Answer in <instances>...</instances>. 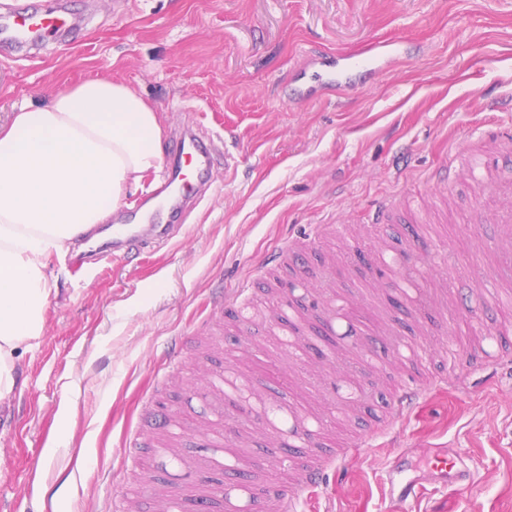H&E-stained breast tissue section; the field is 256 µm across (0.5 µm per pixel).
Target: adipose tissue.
I'll return each instance as SVG.
<instances>
[{
    "label": "adipose tissue",
    "instance_id": "1",
    "mask_svg": "<svg viewBox=\"0 0 512 512\" xmlns=\"http://www.w3.org/2000/svg\"><path fill=\"white\" fill-rule=\"evenodd\" d=\"M161 157L155 110L104 78L21 105L0 125V406L19 388V351L43 334L51 256L104 223Z\"/></svg>",
    "mask_w": 512,
    "mask_h": 512
}]
</instances>
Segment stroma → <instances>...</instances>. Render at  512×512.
I'll return each mask as SVG.
<instances>
[{"label":"stroma","mask_w":512,"mask_h":512,"mask_svg":"<svg viewBox=\"0 0 512 512\" xmlns=\"http://www.w3.org/2000/svg\"><path fill=\"white\" fill-rule=\"evenodd\" d=\"M88 10L87 29L46 46L38 58L0 53V124L24 103L105 78L130 85L156 107L163 147L199 121L223 130L212 147L230 151L235 166L215 170L213 191L168 241L139 244L131 255L113 247L104 223L89 242L98 260L76 269L70 257L51 258L44 336L22 353L21 389L0 411V512H98L127 491L135 492L140 512H156L147 492L152 478L187 487L186 460L205 450L198 428L219 423L221 411L245 407L251 414L238 435L237 469L253 472L258 486L289 480L290 471L257 470L253 462L264 451L268 423L278 425L286 446L295 445L283 409L299 403L318 436L369 442L346 459L343 478L329 489L335 512H512V354L493 339L504 314L477 299L495 241L480 217L494 203L467 185L454 188L446 257L411 250L405 225L373 224L370 213L383 198L416 205L455 149L487 130L512 131V111L492 106L512 99V0H91ZM383 42L404 43L408 58L356 91L302 103L290 98L288 82L310 49L358 57ZM342 213L362 226L365 243L384 244L393 263L413 275L407 301L386 288L377 298L392 330L413 331L425 281L447 274L490 360L468 390L452 383L433 390L415 417L395 423L390 439L372 431L388 412L383 396L402 366L346 337L354 324L350 308L371 270L358 262L332 268L326 254L337 242L311 249L289 268L288 281L297 306L308 291L333 289L338 344L365 367L367 407L343 409L346 370L316 356L323 311L305 318L312 354L304 363L326 379L317 391L301 376L281 384L292 363L254 309L246 311L253 319L247 335L204 332L213 293L241 281L254 280L255 300L275 308V289L258 277L264 256L284 236H308L313 225L334 223ZM174 336L186 341V393L167 389L164 379ZM208 365L245 381L248 393L225 395L216 410L203 372ZM163 390L171 417L183 424L175 450L147 449L142 472L124 475L126 436L145 427L149 399ZM442 446L461 455L471 490L425 479L416 505L396 502L386 482L389 461L409 448L419 467Z\"/></svg>","instance_id":"obj_1"}]
</instances>
